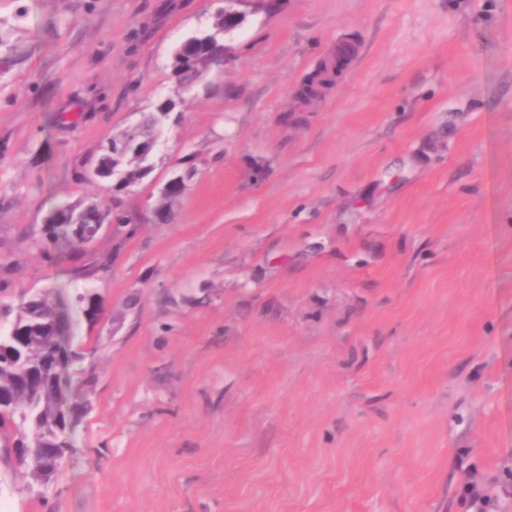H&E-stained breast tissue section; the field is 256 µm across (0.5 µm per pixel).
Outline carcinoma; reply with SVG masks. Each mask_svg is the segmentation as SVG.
<instances>
[{"mask_svg":"<svg viewBox=\"0 0 512 512\" xmlns=\"http://www.w3.org/2000/svg\"><path fill=\"white\" fill-rule=\"evenodd\" d=\"M210 49L194 37L180 44L173 55V74L182 86H190L206 73ZM165 101L153 112L141 113L136 126L106 139L93 167L96 179L118 188L147 177L153 169L151 157L119 146L130 139L149 147L159 142L168 121L178 123L182 113ZM123 222V216L108 203L65 205L52 217V233L65 247H79L96 238V226L108 219ZM67 314L47 295L23 299L10 326L24 338L15 348L8 340L0 345V431L18 432L12 451L31 479L41 485L55 476L67 448L62 439L75 427L83 403L69 401L75 395L71 382L59 370L61 361L71 364L84 352L66 351L62 336L67 331Z\"/></svg>","mask_w":512,"mask_h":512,"instance_id":"obj_1","label":"carcinoma"}]
</instances>
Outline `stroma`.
I'll return each mask as SVG.
<instances>
[{"label": "stroma", "instance_id": "obj_1", "mask_svg": "<svg viewBox=\"0 0 512 512\" xmlns=\"http://www.w3.org/2000/svg\"><path fill=\"white\" fill-rule=\"evenodd\" d=\"M230 0H0V324L71 313L93 377L8 512H512V0H274L180 86ZM358 53L311 112L292 93ZM171 100L142 181L84 178ZM186 189L163 206L166 183ZM119 199L88 247L65 203ZM108 274L97 275L99 265ZM210 49L194 36L180 44L173 55V74L182 86H190L206 73ZM77 214L85 216V224H72V219ZM112 218L117 223L123 222V216L104 201H93L84 205H65L52 217V233L61 245L71 248L79 247L86 245L89 239L95 240L96 226Z\"/></svg>", "mask_w": 512, "mask_h": 512}]
</instances>
